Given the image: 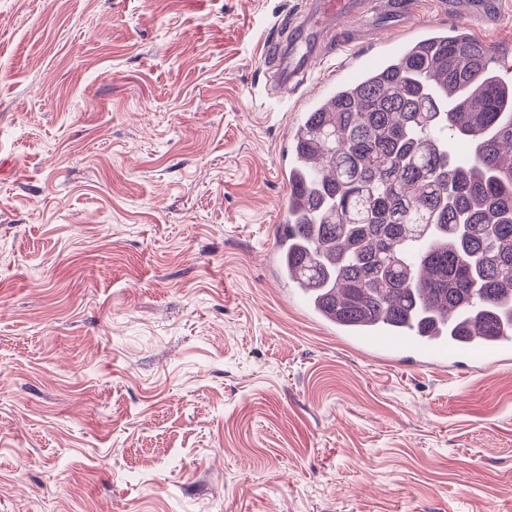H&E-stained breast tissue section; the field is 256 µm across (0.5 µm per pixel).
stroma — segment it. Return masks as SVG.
Wrapping results in <instances>:
<instances>
[{
  "mask_svg": "<svg viewBox=\"0 0 512 512\" xmlns=\"http://www.w3.org/2000/svg\"><path fill=\"white\" fill-rule=\"evenodd\" d=\"M308 0H0V512H512V355L349 343L279 277L298 109L448 0L258 83Z\"/></svg>",
  "mask_w": 512,
  "mask_h": 512,
  "instance_id": "1",
  "label": "stroma"
}]
</instances>
